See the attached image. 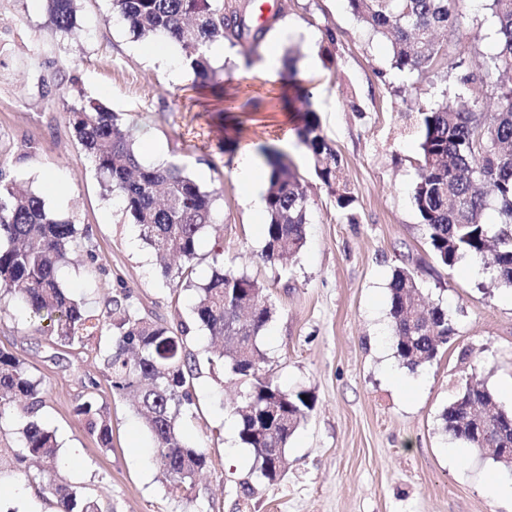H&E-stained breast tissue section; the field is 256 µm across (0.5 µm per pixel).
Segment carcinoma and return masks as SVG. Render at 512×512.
<instances>
[{"mask_svg": "<svg viewBox=\"0 0 512 512\" xmlns=\"http://www.w3.org/2000/svg\"><path fill=\"white\" fill-rule=\"evenodd\" d=\"M53 25L69 34L75 27L77 0H49ZM352 14L390 49L391 69L408 77L397 95L419 114L420 164L412 201L426 236L440 262L452 269L465 256L479 257L498 283L512 288V84L497 73L512 66V0H488L487 9L498 23V51L485 71L495 85L499 104L493 112H478L461 94L443 89L430 102L413 98L416 84L438 74L439 68L458 70L465 59L448 58L447 44L437 33L455 32L454 6L458 0H347ZM112 10L138 39L156 35L174 39L184 60L203 84L217 85L219 70L205 47L216 41L248 44L257 52L267 26L252 27L245 14L230 9L226 0H112ZM297 136L313 163L316 177L342 210L353 201L340 183V157L322 133L310 93L300 97ZM71 124L81 146L95 162L107 191L125 203L131 221L139 225L145 243L161 256L183 264L162 266L175 286L194 290L192 319L177 331L147 320L133 309L124 288L107 293L104 310L88 313L57 279V268L80 256L79 247L90 241L89 230L56 218L40 194L8 178L0 169V296L15 297L30 315L49 321L51 334L71 345L97 332L112 333V348L103 355L112 391L132 393L136 411L153 439V451L162 466L171 493L193 488L206 466V453L189 446L181 434L183 419L195 405L194 355L187 338L196 330L223 341L218 359L230 379L245 386L233 409L238 439L258 467L283 461L289 442L307 421L315 396L307 389L288 391L262 372L260 334L274 313L264 287L257 280L232 270H216L202 284L189 282V264L196 258L201 232L216 223V189L206 190L176 164L142 166L136 154L137 136L119 114L93 100L70 108ZM269 166L266 191L267 220L263 224L261 258L276 263L296 257L305 244V224L311 202L297 171L285 155L264 152ZM494 201L499 221L484 220ZM418 280L407 267L394 269L390 282L391 333L395 356L411 371L436 359L456 329L448 313L430 304L416 289ZM428 323L425 334L410 336L414 320ZM47 391L18 354L0 349V422L23 420L20 446L0 453V480L29 477L28 461L43 460L55 471L58 445L54 431L44 426L38 412ZM307 399H302V396ZM455 394L441 415L446 432L460 443L475 447L474 438L459 414ZM466 402L487 412L493 425L505 430L500 445L512 444V411L500 406L483 384L468 390ZM88 433L103 448L111 446L112 427L105 406L89 399L78 406ZM59 512H98L96 503L78 488L50 480Z\"/></svg>", "mask_w": 512, "mask_h": 512, "instance_id": "obj_1", "label": "carcinoma"}]
</instances>
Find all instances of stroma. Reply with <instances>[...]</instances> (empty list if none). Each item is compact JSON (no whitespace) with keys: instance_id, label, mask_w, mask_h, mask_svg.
Here are the masks:
<instances>
[{"instance_id":"35a3bbf8","label":"stroma","mask_w":512,"mask_h":512,"mask_svg":"<svg viewBox=\"0 0 512 512\" xmlns=\"http://www.w3.org/2000/svg\"><path fill=\"white\" fill-rule=\"evenodd\" d=\"M279 2L283 17L265 39L298 51L299 77L315 91L312 106L354 197L346 211L317 179L297 139L289 138L293 106L220 113L193 73L174 80L152 64L149 41L133 38L113 14L112 0H79L75 37L54 27L47 0H0V167L38 193L53 176L64 195L47 198L48 207L88 228L95 253L62 268L64 286L94 313L105 292L126 288L139 315L168 327L190 319L195 298L193 290L165 281L123 202L106 193L77 142L69 109L83 98L122 113L140 134L163 144L162 155H141V163L174 161L192 177L203 168L202 187L222 189L217 223L199 238L192 279L205 282L221 266L262 284L275 307L260 337L263 368L282 388L307 389L316 399L289 444L283 478L268 483L239 443L232 406L242 387L229 381L222 364H209L207 332L189 336L196 409L182 434L204 449L208 464L189 494L175 497L143 422L129 398L113 393L99 360L111 333L64 346L46 322L5 299L0 348L21 355L43 379L48 398L39 418L55 430L61 456L78 454L74 466L53 479L80 488L102 512H512V503L487 491L507 471L452 439L441 420L461 376L500 395L512 382V290L490 270L467 277L436 259L412 202L420 132L395 93L402 79L389 70L387 44L370 37L346 0ZM456 26L448 54L464 56L469 83L460 84L452 71L446 81L418 84L417 96L427 101L445 88L494 111L496 90L481 79L497 50L485 0H458ZM328 30L335 41L325 38ZM311 31L317 41L308 40ZM233 51L237 62L212 60L223 70L225 96L250 89L267 99L289 94L287 78L274 80L257 65L242 64V45ZM59 82L66 94L45 96L46 85ZM246 144L285 147L310 197L306 243L295 261L270 265L260 258L262 227L233 173V159ZM398 267L415 272L456 329L437 359L413 372L397 360L391 338L388 284ZM465 349L466 363L460 360ZM92 379L97 389L89 388ZM91 396L110 413L107 450L76 414ZM499 403L512 408L502 395ZM49 479L0 482V512H57Z\"/></svg>"}]
</instances>
